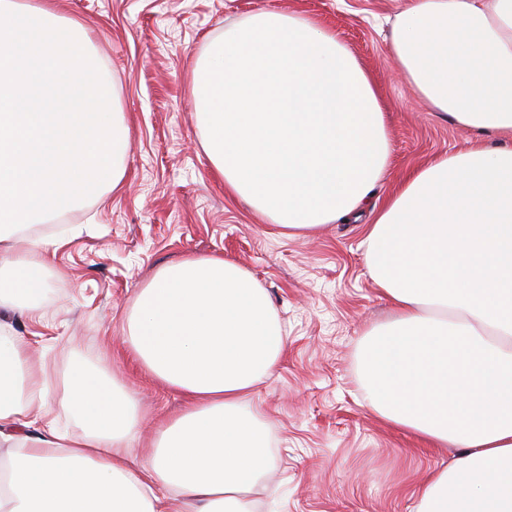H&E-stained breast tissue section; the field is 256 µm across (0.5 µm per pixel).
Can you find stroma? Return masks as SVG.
<instances>
[{
    "label": "stroma",
    "instance_id": "1",
    "mask_svg": "<svg viewBox=\"0 0 512 512\" xmlns=\"http://www.w3.org/2000/svg\"><path fill=\"white\" fill-rule=\"evenodd\" d=\"M401 0H56L80 24L109 72L128 127L120 189L59 214L58 246L42 308L50 321L0 307V323L32 344L51 389L73 364L115 377L136 400L139 432L182 409L128 353L126 315L163 264L223 255L267 289L288 340L257 400L272 426L275 469L252 492L256 512H415L413 491L452 463L455 447L425 448L374 415L359 385L364 334L394 310L367 274L361 245L408 172L472 144L512 148L431 112L389 54ZM260 9L292 11L335 31L372 74L387 105L392 152L360 219L287 237L229 195L200 146L192 72L227 26Z\"/></svg>",
    "mask_w": 512,
    "mask_h": 512
}]
</instances>
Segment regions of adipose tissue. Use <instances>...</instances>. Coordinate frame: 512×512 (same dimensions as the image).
<instances>
[{
    "instance_id": "obj_1",
    "label": "adipose tissue",
    "mask_w": 512,
    "mask_h": 512,
    "mask_svg": "<svg viewBox=\"0 0 512 512\" xmlns=\"http://www.w3.org/2000/svg\"><path fill=\"white\" fill-rule=\"evenodd\" d=\"M393 62L434 112L512 135V0H405ZM110 76L51 0H0V302L38 312L54 240L14 233L118 187L127 128ZM202 148L226 188L291 236L358 216L391 146L384 108L338 35L259 10L198 59ZM368 274L395 308L361 353L371 412L460 453L418 486L416 512H512V148L445 152L367 225ZM137 364L178 392L137 462V406L73 365L50 420L29 346L0 325V512H254L269 426L248 401L286 347L250 271L221 256L159 267L127 318Z\"/></svg>"
}]
</instances>
